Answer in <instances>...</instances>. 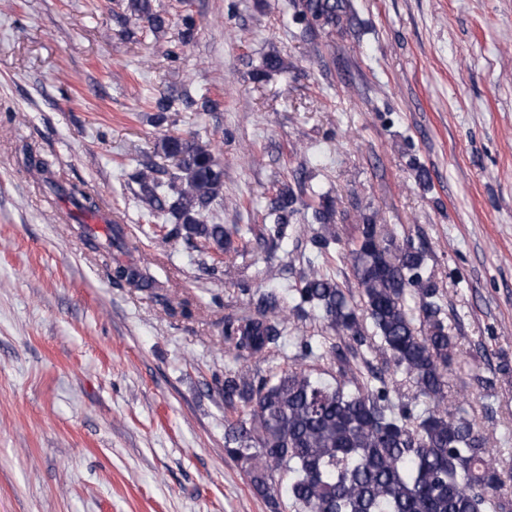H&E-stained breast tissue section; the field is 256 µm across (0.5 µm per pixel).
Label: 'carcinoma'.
Returning a JSON list of instances; mask_svg holds the SVG:
<instances>
[{"label": "carcinoma", "mask_w": 512, "mask_h": 512, "mask_svg": "<svg viewBox=\"0 0 512 512\" xmlns=\"http://www.w3.org/2000/svg\"><path fill=\"white\" fill-rule=\"evenodd\" d=\"M300 19L336 27L349 19L350 0H301L293 4ZM131 15L152 32L165 18L152 0H128ZM278 55L264 56L255 78L285 72ZM156 154L175 162L176 171L160 177L150 161L132 175L135 196L151 217L173 219L165 238H182L221 256L247 248L251 239L274 249L299 213L298 197L286 183L275 190L268 210L273 223L258 230L242 224H210L207 214L224 190V165L210 144L195 134L165 135ZM29 166L60 191L76 210L96 212L98 200L75 183L63 184L51 164L31 152ZM335 200L322 197L312 211L322 232L311 244L322 255L339 243L333 230ZM90 246L105 258L112 250L130 251L122 225ZM347 256L360 303L324 268L309 264L289 307L301 317L310 307L330 328L350 341L349 353L369 345L362 324L367 316L373 336L388 354L381 366L366 363L367 373L330 384L313 377L304 361L333 359L332 345L298 342V361L287 367L252 370L254 359L279 351L287 336L279 317L286 296L272 289L255 303L253 315L224 319L225 352L236 367L224 371L220 391L224 408V453L248 477L253 492L280 512L288 500L292 512H499L505 472L487 447L479 426L461 405L448 398V374L456 360V342L448 333L438 283L426 274V255L409 240L398 241L383 225L366 219L358 227ZM112 280L140 290L157 282L133 262L112 261ZM416 299L411 313L408 298ZM405 373L415 387L414 401L400 403L389 388V368Z\"/></svg>", "instance_id": "obj_1"}]
</instances>
